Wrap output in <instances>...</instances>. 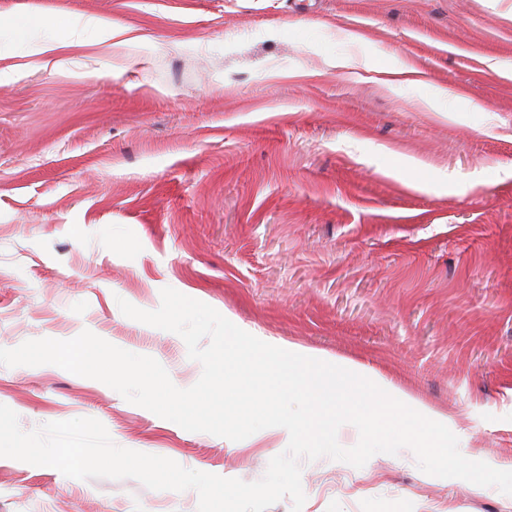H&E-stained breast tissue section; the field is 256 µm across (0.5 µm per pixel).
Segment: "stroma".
Wrapping results in <instances>:
<instances>
[{
  "mask_svg": "<svg viewBox=\"0 0 512 512\" xmlns=\"http://www.w3.org/2000/svg\"><path fill=\"white\" fill-rule=\"evenodd\" d=\"M0 0V348L126 317L171 287L242 330L371 365L512 471V0ZM129 28L68 47L90 18ZM22 430L80 417L185 468L259 480L286 445L232 441L55 365H0ZM302 512H512L411 449L302 465ZM195 491L0 457V512H197Z\"/></svg>",
  "mask_w": 512,
  "mask_h": 512,
  "instance_id": "stroma-1",
  "label": "stroma"
}]
</instances>
